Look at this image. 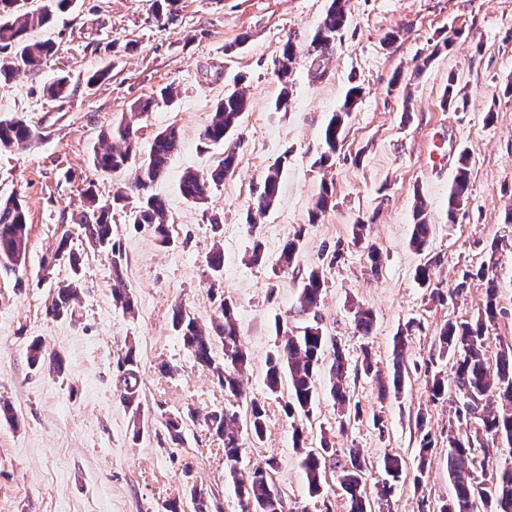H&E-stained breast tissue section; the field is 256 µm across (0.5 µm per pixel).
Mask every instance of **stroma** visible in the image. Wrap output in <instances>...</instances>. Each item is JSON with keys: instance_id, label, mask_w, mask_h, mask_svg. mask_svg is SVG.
I'll use <instances>...</instances> for the list:
<instances>
[{"instance_id": "35a3bbf8", "label": "stroma", "mask_w": 512, "mask_h": 512, "mask_svg": "<svg viewBox=\"0 0 512 512\" xmlns=\"http://www.w3.org/2000/svg\"><path fill=\"white\" fill-rule=\"evenodd\" d=\"M341 39L325 53L308 45L325 15L327 0H180L172 17L157 16L155 0H77L45 29L55 53L37 70L0 86V118L23 117L37 132L30 145L0 150V196L17 195L28 216L25 265L0 274V399L15 421L0 418V512H168L169 503L193 512L189 489L215 495L218 512H239L235 483L271 461L284 512H348L334 473L321 495L308 492L293 444L294 419L286 392L270 393L263 377L276 355L277 322L301 327L319 322L348 359L347 387L361 415L341 419L328 376L304 421L305 445L330 440L337 462L362 449L368 498L388 476L385 456L405 463L392 483V512H437L454 487L448 478V419L454 406L432 401L434 375L448 376L452 357L440 350L447 323L471 320L483 301L479 281L460 288L463 273L492 268L503 311L490 331L488 360L512 346V0H349ZM393 44H384L386 34ZM298 53L287 108H277L282 86L277 63L286 43ZM105 71L98 83L94 72ZM70 77L66 97L51 100L46 83ZM455 98L444 104L447 86ZM170 86L176 97L136 120L142 145L176 127L181 146L154 193L165 198L170 242L131 220L130 207L112 210V236L123 257L134 316L112 300V259L92 249L72 218L86 184L100 203L112 200L115 182L133 181L138 159L119 174L93 166L99 133L131 104ZM361 97L344 140L326 166L322 130L350 87ZM245 90L248 107L226 145L204 144L201 135L216 105L231 88ZM235 148L237 167L208 200L186 201L178 184L187 170L208 172ZM470 155L469 199L448 218V191L459 151ZM281 170L280 190L266 214L248 213L269 168ZM334 208L318 223L309 210L321 187ZM433 226L425 251L409 240L417 202ZM383 255L377 276L367 271V251L353 237L355 224ZM78 267L53 260L62 230ZM299 236L291 269L277 259L283 243ZM224 246V273L213 281L208 258ZM263 259L249 262L254 244ZM338 250L336 259L323 249ZM431 262V285L420 287L416 269ZM320 266L326 280L316 315L298 310L302 275ZM78 279L83 295L68 318L47 306L61 281ZM448 299L439 302L437 292ZM236 303V318L249 356L248 394L264 404L267 429L247 444L237 475L224 467V445L205 426L188 428L179 442L161 441L168 416L242 403L225 395L176 336L171 308L216 315L221 297ZM370 308L374 330L355 327L352 303ZM405 336L404 381L389 387L393 346ZM40 340L63 360L61 373L30 364L28 349ZM134 347L139 366L140 414L119 400L118 358ZM370 356L375 374L361 368ZM173 366L163 374L161 364ZM427 409L418 426L419 409ZM437 447L422 485H415L423 433Z\"/></svg>"}]
</instances>
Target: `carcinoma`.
<instances>
[{
  "instance_id": "cac0c4a2",
  "label": "carcinoma",
  "mask_w": 512,
  "mask_h": 512,
  "mask_svg": "<svg viewBox=\"0 0 512 512\" xmlns=\"http://www.w3.org/2000/svg\"><path fill=\"white\" fill-rule=\"evenodd\" d=\"M74 0H51L40 10L26 8V0H0V45L13 49L10 57L0 63V83L7 82L24 70L39 67L54 53V45L49 41H32L29 32L45 28L52 24L56 12L70 8ZM348 21V0H329L326 14L309 45L308 51L325 50L329 43L336 42L342 35ZM297 60L296 48L291 43L283 47L276 75L283 85L282 97L276 103L279 108L288 104V84ZM70 88L69 77L60 76L44 87L46 97L52 100L65 96ZM360 96V88L349 89L343 107L334 113L326 123L322 139L324 152L315 164L324 167L336 154L343 141L345 122L349 117L355 99ZM247 98L244 90L233 89L224 93L213 112L209 125L202 132V138L210 143L219 144L238 126L246 111ZM36 138V132L24 119L11 117L0 119V149L29 144ZM101 141L106 147L95 152L93 165L104 172L119 173L126 167L129 159L140 155V165L135 181L131 185H119L113 190L112 202L121 203L128 199L129 192L137 193L139 204L132 212L135 224H148L154 228L160 243H169L164 224L166 213L165 200L151 193L154 184L165 174L170 156L178 150L180 138L177 129L168 127L159 132L150 146L138 153L137 131L126 116L101 133ZM236 152L230 148L224 151V158L207 174L187 171L178 185L180 195L192 203L207 200L211 187L224 181V176L236 166ZM470 156L462 150L457 158V171L448 194V221L454 222L456 212L468 199ZM280 184V169L268 171L263 180V189L257 196L254 206L259 214L265 213L275 202ZM332 194L327 186L312 203L309 223L315 224L331 207ZM73 223L81 229L85 240L96 243L103 251L112 255L113 285L112 300L116 307L125 313L134 312V299L123 282V256L116 242L112 241V206L98 203L96 192L87 187L82 192L81 206ZM432 227L428 224L423 207H418L410 238V246L417 252L426 249ZM28 228L26 214L21 202L14 196L0 199V273L16 272L25 261L28 250ZM299 248V239L290 238L283 244L279 264L288 268L293 263ZM208 267L215 281H220L224 273V250L216 244L208 259ZM481 282L484 290V303L477 314L469 321L459 324H446L439 335L442 351L451 352L455 357L452 366V380L458 405L454 416L448 420V477L453 481L455 494L439 507V512H485L492 506V512H512V348L498 354L496 365H487L485 351L489 332L496 325L500 309L498 308L497 285L488 270L477 273H464L462 281L454 289L458 293L467 287L468 280ZM325 287L322 269L312 268L301 277L298 303L301 312H316ZM80 287L77 282L64 283L56 289L46 313L60 318L72 313L78 302ZM358 332L363 336L371 334L373 314L370 310L358 308L355 311ZM172 325L180 337L184 348L196 363L207 368L224 392L236 400L246 402L245 420H240L235 411L213 410L204 415L189 409L184 414L170 416L165 420L164 428L171 441H179L185 426L192 422H203L212 435L224 441V465L231 475H236L241 463L246 438L260 439L266 429V411L263 405L248 399L243 371L248 364V356L240 339V333L234 316V304L223 300L220 315L207 321L195 316L186 308L177 304L172 308ZM277 336L281 337L279 353L269 359L265 372V384L272 393L280 391L283 378H288L289 400L285 404L288 416L300 414L309 416L315 402L318 377L325 360L327 338L321 333L309 332V327L294 332L284 325L277 327ZM221 345L222 356L215 353L216 345ZM29 359L38 364L49 361L55 367L61 366L58 355L47 352L39 341L33 342L28 350ZM123 373V393L121 402L140 414L138 401V366L133 350L129 349L118 361ZM347 359L343 351L333 347L332 363L329 368L331 395L343 416L359 414L358 404L351 403L344 386ZM472 420L480 421L486 443L501 453H507L496 471V480L490 486L477 480L472 471L475 455L471 440L453 435L455 427L467 425ZM295 447L303 454L302 468L305 472L308 490L314 495L321 494L326 468V453L329 444L316 452L303 447L304 433L297 428L294 432ZM419 448L420 465L414 480L422 483L426 474V459L435 450L434 441L429 433H424ZM349 461L340 468L337 480L348 498V512H366L369 501L361 490L365 460L360 449L348 451ZM255 467L249 479L237 482L236 493L240 501L241 512H247L246 505L251 504L254 512H283V501L274 494L269 468ZM190 499L194 512H210L213 505L211 495L196 487L190 490Z\"/></svg>"
}]
</instances>
